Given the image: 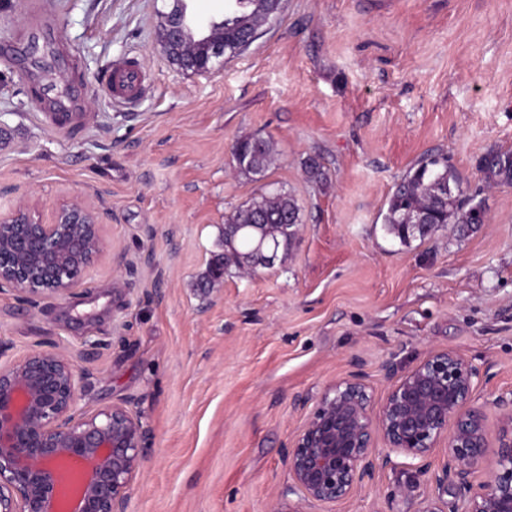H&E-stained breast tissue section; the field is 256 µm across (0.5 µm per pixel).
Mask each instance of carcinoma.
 <instances>
[{
    "label": "carcinoma",
    "mask_w": 512,
    "mask_h": 512,
    "mask_svg": "<svg viewBox=\"0 0 512 512\" xmlns=\"http://www.w3.org/2000/svg\"><path fill=\"white\" fill-rule=\"evenodd\" d=\"M280 9L279 0H230L221 20L222 26L217 29L224 43V59L237 56L243 38L273 22ZM274 155V143L260 137L240 140L234 148L239 171L261 177L272 164ZM481 168L490 185L512 183L511 152L487 154ZM461 195L458 177L446 162L438 158L423 159L410 170L390 196L384 215L386 231L397 238L401 245H410L412 237L403 234L400 225L407 223L408 216L415 211L431 213L432 223L437 225L485 223V211L471 213L464 206ZM227 223L234 225L233 232H223L224 252L215 255L211 265L241 268L258 259L257 246L262 237L265 238V246H274L288 253L295 233L287 235L281 232L280 225L295 227L302 223L301 207L294 196L271 191L239 207L229 216Z\"/></svg>",
    "instance_id": "1"
}]
</instances>
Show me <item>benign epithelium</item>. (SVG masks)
Instances as JSON below:
<instances>
[{
    "mask_svg": "<svg viewBox=\"0 0 512 512\" xmlns=\"http://www.w3.org/2000/svg\"><path fill=\"white\" fill-rule=\"evenodd\" d=\"M182 15L181 0H169L162 13L166 48L181 69L209 73L224 56V44L201 24L210 59L186 55ZM432 228L424 212L401 225L407 235ZM103 232L99 212L81 202L61 205L50 223L28 204L18 205L0 220V291H13L31 307L73 293L83 271L103 253ZM478 383L477 369L453 349L428 353L392 386L377 413L361 374L337 379L286 446L294 487L316 502L347 499L372 475L380 438L414 459L445 448L422 512H444L448 483L470 489L479 467L489 478L463 499L460 512H512V398L493 401L502 410L493 433L483 410L470 406ZM76 395L72 358L49 343L38 342L0 367V512H124L145 462L142 427L122 405L78 418ZM69 460L81 462L80 471L51 466Z\"/></svg>",
    "mask_w": 512,
    "mask_h": 512,
    "instance_id": "1",
    "label": "benign epithelium"
}]
</instances>
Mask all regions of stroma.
I'll list each match as a JSON object with an SVG mask.
<instances>
[{"instance_id":"35a3bbf8","label":"stroma","mask_w":512,"mask_h":512,"mask_svg":"<svg viewBox=\"0 0 512 512\" xmlns=\"http://www.w3.org/2000/svg\"><path fill=\"white\" fill-rule=\"evenodd\" d=\"M162 0H13L0 11V219L22 202L52 222L60 203L102 214L106 247L69 295L32 308L0 292V366L49 342L82 375L75 414L126 406L146 462L126 512H421L420 460L375 447L348 499L292 491L289 439L336 379L361 373L379 410L397 377L453 349L481 379L490 429L512 393V185L487 184L512 152V0H282L238 56L202 75L168 60ZM80 107L67 123L26 90L52 75L22 61L38 17ZM143 90L112 99V69ZM274 142L265 178L233 154ZM440 154L486 222L401 245L383 228L397 183ZM317 159L323 175L305 171ZM302 222L288 254L200 279L227 218L267 183ZM485 180L490 185L512 183V153L492 152L487 154L481 165Z\"/></svg>"}]
</instances>
